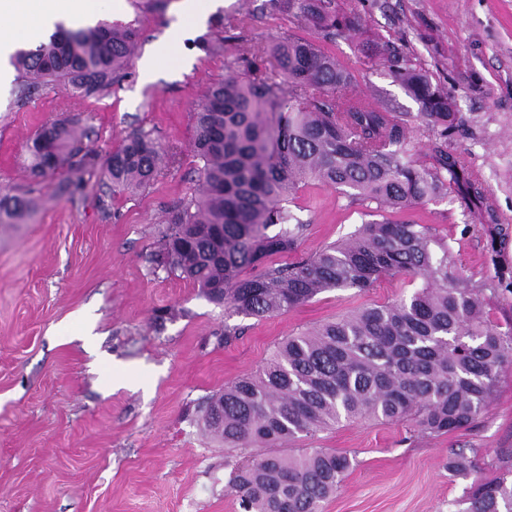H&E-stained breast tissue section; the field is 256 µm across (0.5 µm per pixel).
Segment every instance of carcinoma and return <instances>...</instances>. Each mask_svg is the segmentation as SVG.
I'll use <instances>...</instances> for the list:
<instances>
[{"label": "carcinoma", "mask_w": 512, "mask_h": 512, "mask_svg": "<svg viewBox=\"0 0 512 512\" xmlns=\"http://www.w3.org/2000/svg\"><path fill=\"white\" fill-rule=\"evenodd\" d=\"M298 24L334 41L359 28L328 0H273ZM129 26L100 22L67 29L20 48L10 62L20 96L38 85L63 83L82 96L107 90L125 74L137 45ZM277 77L231 73L210 86L194 113L193 151L202 161L198 189L165 210L158 267L189 280L211 301L246 316L266 318L335 288L363 292L388 277H420L408 298L363 306L312 331L282 341L272 358L212 394L201 423L224 443L228 487L243 512H323L353 462L333 448L296 455L269 452L312 439L342 420L402 421L440 436L474 424L494 399L502 368L512 364V328L485 311L495 289L459 282L448 244L425 224L373 220L347 239L289 265L273 257L294 250L304 224L289 208L310 179L374 211H403L456 194L474 206L491 239L502 228L479 176L448 149L459 116L451 96L398 57L393 76L421 104L417 118L440 141L421 157L409 149L408 113L375 108L351 91V75L336 58L302 38L263 48ZM34 176L82 171L76 128L47 122L28 141ZM166 151L135 130L106 159L112 188L148 187ZM34 203L0 190V224H21ZM280 230L270 235L272 226ZM261 268L255 275L248 271ZM478 450H451L448 471L476 472ZM498 476L477 478L448 512H512V449L496 458Z\"/></svg>", "instance_id": "cac0c4a2"}]
</instances>
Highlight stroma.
<instances>
[{"label":"stroma","instance_id":"1","mask_svg":"<svg viewBox=\"0 0 512 512\" xmlns=\"http://www.w3.org/2000/svg\"><path fill=\"white\" fill-rule=\"evenodd\" d=\"M188 2L202 21L185 30ZM331 6L358 15L362 27L326 44L269 0H125L101 13L140 36L119 83L91 97L50 84L26 99L17 82L0 85V188L35 203L26 223L0 224V512H239L226 489L224 449L202 430L199 405L255 372L286 337L421 287L418 278H388L258 319L226 313L188 280L155 269L165 206L199 183L194 113L211 83L273 39L322 44L369 104L413 115L409 147L419 156L436 135L417 122L419 103L390 75V51L454 98L460 120L448 147L480 176L502 236L491 239L452 196L397 218L447 241L460 280H494L487 310L512 326V0ZM228 16L245 28L225 25ZM214 40L228 53L207 54L202 45ZM160 48L155 78L142 80V58ZM64 119L80 121L92 151L82 182L65 193L59 186L70 173L32 179L26 147L43 124ZM136 129L176 162L142 191L113 192L103 162ZM291 209L306 230L295 251L278 256L281 264L350 237L366 219L364 205L315 180L301 185ZM228 326L239 334L225 344ZM313 445L355 460L324 512H447L470 484L448 472L450 450L477 449V475L490 479L497 455L512 448V366L470 427L418 436L404 422L344 421Z\"/></svg>","mask_w":512,"mask_h":512}]
</instances>
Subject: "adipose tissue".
Returning a JSON list of instances; mask_svg holds the SVG:
<instances>
[{
	"instance_id": "obj_1",
	"label": "adipose tissue",
	"mask_w": 512,
	"mask_h": 512,
	"mask_svg": "<svg viewBox=\"0 0 512 512\" xmlns=\"http://www.w3.org/2000/svg\"><path fill=\"white\" fill-rule=\"evenodd\" d=\"M102 0H0V57L20 41L40 37L56 23H93Z\"/></svg>"
}]
</instances>
